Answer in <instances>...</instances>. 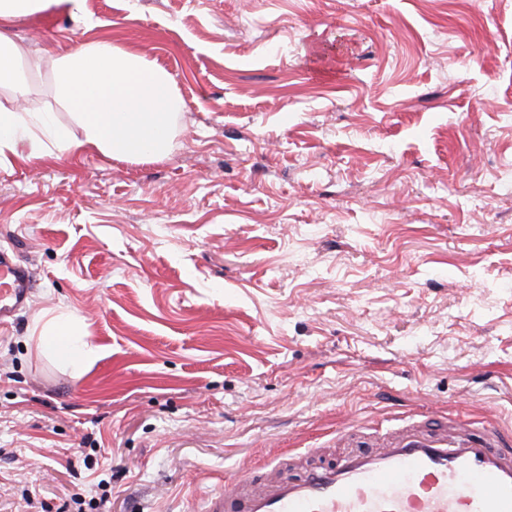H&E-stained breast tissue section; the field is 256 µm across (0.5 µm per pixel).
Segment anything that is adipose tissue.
Here are the masks:
<instances>
[{
	"label": "adipose tissue",
	"mask_w": 512,
	"mask_h": 512,
	"mask_svg": "<svg viewBox=\"0 0 512 512\" xmlns=\"http://www.w3.org/2000/svg\"><path fill=\"white\" fill-rule=\"evenodd\" d=\"M54 2L0 0V88L10 95L8 103L0 102V167L57 160L80 150L132 163L167 158L179 106L173 81L164 69L111 40L89 39L51 60L55 97L74 128L61 125L52 111L21 108L30 86L12 28ZM32 337L43 351L77 369L99 353L60 315L38 317Z\"/></svg>",
	"instance_id": "obj_1"
}]
</instances>
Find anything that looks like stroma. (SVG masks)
<instances>
[{"label": "stroma", "mask_w": 512, "mask_h": 512, "mask_svg": "<svg viewBox=\"0 0 512 512\" xmlns=\"http://www.w3.org/2000/svg\"><path fill=\"white\" fill-rule=\"evenodd\" d=\"M172 77L169 157L0 168V512H202L393 412L512 429V0H86ZM44 310L101 349L29 339ZM32 282L28 267L14 261L6 252L0 254V320L24 307Z\"/></svg>", "instance_id": "35a3bbf8"}]
</instances>
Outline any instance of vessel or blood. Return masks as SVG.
Wrapping results in <instances>:
<instances>
[{"instance_id":"b4317fda","label":"vessel or blood","mask_w":512,"mask_h":512,"mask_svg":"<svg viewBox=\"0 0 512 512\" xmlns=\"http://www.w3.org/2000/svg\"><path fill=\"white\" fill-rule=\"evenodd\" d=\"M28 267L0 254V319L24 307ZM371 449L306 467L303 475L210 497L204 512H512V431L458 415L400 414Z\"/></svg>"}]
</instances>
